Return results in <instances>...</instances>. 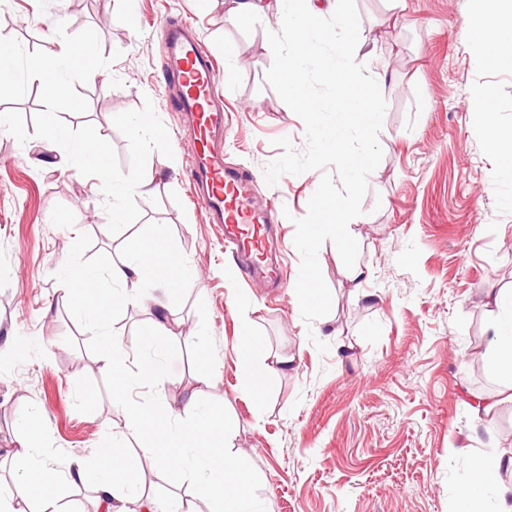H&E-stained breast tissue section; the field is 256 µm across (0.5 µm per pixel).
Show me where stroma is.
<instances>
[{
	"instance_id": "35a3bbf8",
	"label": "stroma",
	"mask_w": 512,
	"mask_h": 512,
	"mask_svg": "<svg viewBox=\"0 0 512 512\" xmlns=\"http://www.w3.org/2000/svg\"><path fill=\"white\" fill-rule=\"evenodd\" d=\"M366 65L383 73L387 110L379 133L382 159L368 178L363 213L350 225L357 263L367 275L352 287L333 242L318 261L332 293L328 315L302 319L295 284L301 256L295 219L304 217L322 173L264 170L290 138L305 145V126L266 80L273 63L267 35L277 20L224 18L222 0L206 10L195 0H0V42L14 47L9 79L0 82V484L21 465L18 424L43 412L44 461H95L100 438L123 428L130 407L147 406L152 387L139 384L152 320L138 298L108 322L122 337L128 372L114 381L97 363L99 340L58 291L74 261L110 287L108 266L137 254L152 225L202 279L178 292L168 312L172 331L158 361L164 391H197L222 415L231 452L251 478L259 512H466L456 492L469 464L512 457L505 427L512 402L476 416L473 399L512 386L497 368L489 326L491 291H512V173L490 150L495 130H512V60L487 63L471 31L470 0H342ZM193 28L218 68L229 124L224 164L257 179L255 202L275 199L284 229L288 279L249 286L226 252L224 236L201 215L192 194L193 165L183 119L173 107L178 87L161 67L153 31L161 19ZM93 35L101 64L93 79L64 70L65 96L47 104L30 64L44 47ZM237 49L227 63L225 46ZM488 90L494 112L473 105ZM153 116L163 136L148 145L128 124ZM62 134L46 151L47 119ZM100 139L113 176L153 169L152 192L124 199L126 220L105 229L107 203L98 170L68 169L61 156ZM201 337L188 335V328ZM250 331L265 350L293 357L288 371L263 365L243 374L240 337ZM328 344L319 352L316 341ZM211 378L197 383L198 374ZM139 481L159 504L189 496L186 481L157 483L144 439L130 441Z\"/></svg>"
}]
</instances>
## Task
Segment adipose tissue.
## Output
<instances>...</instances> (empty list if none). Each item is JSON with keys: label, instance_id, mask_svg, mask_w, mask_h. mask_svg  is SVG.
Here are the masks:
<instances>
[{"label": "adipose tissue", "instance_id": "obj_1", "mask_svg": "<svg viewBox=\"0 0 512 512\" xmlns=\"http://www.w3.org/2000/svg\"><path fill=\"white\" fill-rule=\"evenodd\" d=\"M288 13V37L291 50L283 64L275 71L273 80L284 100L295 105H308L303 89V71L311 56H318L321 72L336 89V125L327 131L324 139L334 152L336 165L350 176L362 171L365 157L348 155L345 139L349 130L371 127L380 120L379 105L370 93L359 85L360 63L357 54L349 49L350 21L344 12H337L332 28L319 30L322 13L313 0H224V16L228 19L244 17L250 20L269 19L273 10ZM473 10L481 18L473 36L481 42L488 61L512 57V0H475ZM333 44L331 56L319 53L320 43ZM79 68L87 77H96L100 71L95 54L76 50L66 42H55L46 48L32 66L35 80H43L47 68L60 64ZM154 175L143 171L122 180H101L104 195L112 199L108 221L122 223V201L132 195H146L152 190ZM165 240L163 225H154L143 248L131 259L112 264L108 269L111 288L104 289L97 278L72 267L59 283L64 298H76V309L83 314L88 328L99 333L98 362L102 372L112 376L124 373L127 354L120 339L105 333L103 325L125 304L132 291L152 284L155 297L146 303L154 311L153 335L164 337L169 329L163 313L172 303L173 291L192 288L196 279L185 263H172L169 252L160 248ZM19 455L24 464L15 474L13 487L0 490V512H25L24 506L35 503L36 512H70L62 501L63 486L84 487L95 494L96 512H124L123 504L136 488L128 464V450L124 439L105 435L96 452L98 463L89 467L84 459L67 457L57 463L42 461L37 451L44 439V428L39 409H32L21 422ZM127 435L139 436L149 432L158 434L156 444L148 452L155 465V477L163 481L172 474L192 476L195 499L206 501L209 512H255L251 501V483L239 464L226 454L228 436L221 419L200 407L195 395L185 396L181 402L170 401L166 395H157L149 407H134L126 424ZM512 469V457L486 458L474 461L472 486L463 488L459 496L471 500L475 487L497 485L495 512H512V485L499 484L502 469ZM195 499L182 498L159 506L148 501L146 512H196Z\"/></svg>", "mask_w": 512, "mask_h": 512}]
</instances>
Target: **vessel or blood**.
I'll list each match as a JSON object with an SVG mask.
<instances>
[{
	"label": "vessel or blood",
	"mask_w": 512,
	"mask_h": 512,
	"mask_svg": "<svg viewBox=\"0 0 512 512\" xmlns=\"http://www.w3.org/2000/svg\"><path fill=\"white\" fill-rule=\"evenodd\" d=\"M156 35L163 65L180 87L177 109L191 146L196 197L206 220L223 225L245 281L280 278V266L268 256L274 226L252 205L253 174L224 167L217 142L224 128V101L211 56L188 26L166 20Z\"/></svg>",
	"instance_id": "obj_1"
}]
</instances>
